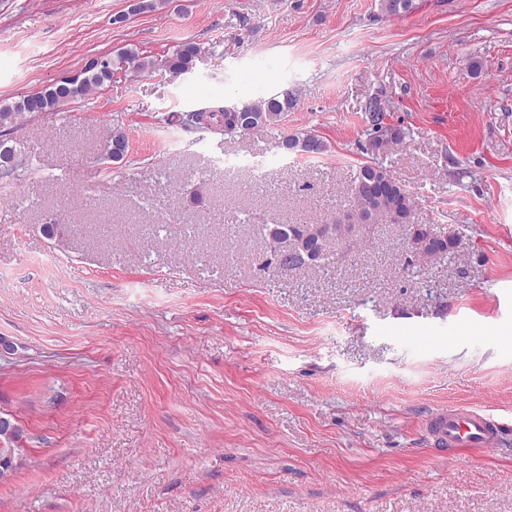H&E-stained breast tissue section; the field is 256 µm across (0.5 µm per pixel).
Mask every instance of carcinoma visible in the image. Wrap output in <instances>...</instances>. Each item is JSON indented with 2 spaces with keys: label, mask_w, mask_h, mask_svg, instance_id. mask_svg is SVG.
I'll use <instances>...</instances> for the list:
<instances>
[{
  "label": "carcinoma",
  "mask_w": 512,
  "mask_h": 512,
  "mask_svg": "<svg viewBox=\"0 0 512 512\" xmlns=\"http://www.w3.org/2000/svg\"><path fill=\"white\" fill-rule=\"evenodd\" d=\"M415 8V0H380L381 11L389 16L404 15ZM197 53V47L187 42L158 62L142 57L132 49L121 51L118 57L138 72L160 67L177 77L191 71ZM110 81L111 73L106 61L91 60L73 76L64 77L10 104H1L0 131L10 134L27 116L52 115L62 107L86 98ZM295 102L294 95L284 91L241 106L214 101L187 114L176 115L174 119L186 130L197 132L221 128L224 134L233 136L249 127L279 126L287 112L294 108ZM377 104L378 99L373 98L367 107L368 135L373 137L383 131L388 142L401 140L404 133L393 125L385 124L386 114L377 109ZM279 147L287 153L307 156L321 155L329 149L323 139L311 132L284 135L279 141ZM350 198L352 208L347 212V218L352 223L360 221L368 213L372 224L382 220L400 224L405 228L407 237L422 244L424 253L430 257L445 255L456 247L457 241L447 232H438L413 223V199L404 186L381 166L363 164L358 167L350 184ZM317 230L316 224H275L266 227V237L271 244L275 240L312 236ZM326 246L327 242L324 241L314 255H303L299 259L284 258L272 248L271 260L292 269L325 266L329 263ZM21 438L22 430L17 425L10 432L5 429L0 431V470L9 473L16 467L17 445Z\"/></svg>",
  "instance_id": "carcinoma-1"
}]
</instances>
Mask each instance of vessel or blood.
Returning <instances> with one entry per match:
<instances>
[{"mask_svg": "<svg viewBox=\"0 0 512 512\" xmlns=\"http://www.w3.org/2000/svg\"><path fill=\"white\" fill-rule=\"evenodd\" d=\"M505 425L482 412L450 408L435 415L427 435L444 454L467 449L494 448L501 444Z\"/></svg>", "mask_w": 512, "mask_h": 512, "instance_id": "b4317fda", "label": "vessel or blood"}]
</instances>
